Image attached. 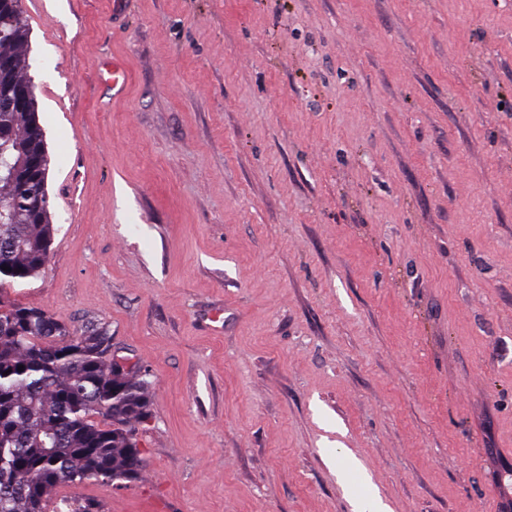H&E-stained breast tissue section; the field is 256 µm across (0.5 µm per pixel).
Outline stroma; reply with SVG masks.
<instances>
[{
    "instance_id": "stroma-1",
    "label": "stroma",
    "mask_w": 512,
    "mask_h": 512,
    "mask_svg": "<svg viewBox=\"0 0 512 512\" xmlns=\"http://www.w3.org/2000/svg\"><path fill=\"white\" fill-rule=\"evenodd\" d=\"M20 7L54 235L8 296L108 323L152 393L139 478L54 496L500 512L512 0Z\"/></svg>"
}]
</instances>
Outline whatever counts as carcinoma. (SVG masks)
<instances>
[{
  "mask_svg": "<svg viewBox=\"0 0 512 512\" xmlns=\"http://www.w3.org/2000/svg\"><path fill=\"white\" fill-rule=\"evenodd\" d=\"M28 37L19 4L0 0V85L24 76ZM49 164L36 100L24 112H0L1 289L37 278L48 263L49 205H32L20 192L31 182L48 197ZM150 403L146 372L112 352L109 325L75 328L0 300V512H103L75 498L52 506L50 492L136 479L146 464L139 426L151 417Z\"/></svg>",
  "mask_w": 512,
  "mask_h": 512,
  "instance_id": "obj_1",
  "label": "carcinoma"
}]
</instances>
